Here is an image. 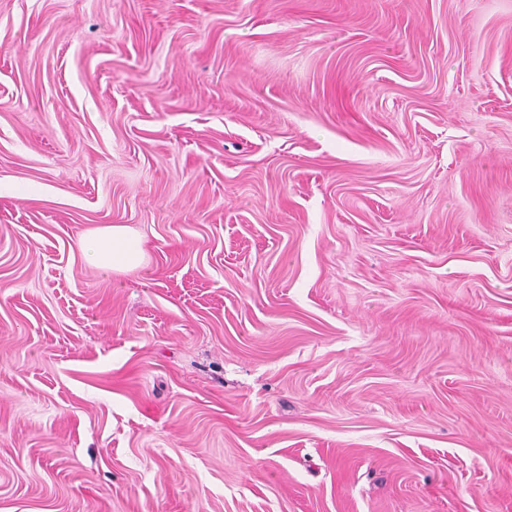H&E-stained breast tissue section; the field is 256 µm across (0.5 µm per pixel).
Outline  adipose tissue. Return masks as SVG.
Segmentation results:
<instances>
[{"instance_id":"obj_1","label":"adipose tissue","mask_w":512,"mask_h":512,"mask_svg":"<svg viewBox=\"0 0 512 512\" xmlns=\"http://www.w3.org/2000/svg\"><path fill=\"white\" fill-rule=\"evenodd\" d=\"M79 249L95 267L112 273L141 266L146 256L144 239L122 224L90 232L81 239Z\"/></svg>"}]
</instances>
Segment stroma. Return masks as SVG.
Masks as SVG:
<instances>
[{"mask_svg": "<svg viewBox=\"0 0 512 512\" xmlns=\"http://www.w3.org/2000/svg\"><path fill=\"white\" fill-rule=\"evenodd\" d=\"M0 512H512V0H0ZM81 254L98 269L116 273L141 266L145 241L123 224H112L87 234L79 243Z\"/></svg>", "mask_w": 512, "mask_h": 512, "instance_id": "1", "label": "stroma"}]
</instances>
